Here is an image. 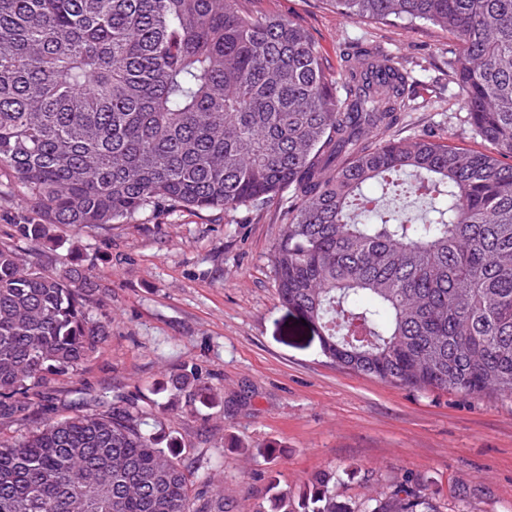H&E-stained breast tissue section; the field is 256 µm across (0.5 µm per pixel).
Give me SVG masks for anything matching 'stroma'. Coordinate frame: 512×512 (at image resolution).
Listing matches in <instances>:
<instances>
[{
    "mask_svg": "<svg viewBox=\"0 0 512 512\" xmlns=\"http://www.w3.org/2000/svg\"><path fill=\"white\" fill-rule=\"evenodd\" d=\"M256 15L304 27L329 68L344 48L372 45L413 81L415 108L395 133H428L473 150L458 120L447 32L424 21H352L331 0H247ZM291 196L258 210L144 212L121 224L60 230L59 256H98L112 332L50 400L0 434L27 435L48 418L88 411L96 395L159 398L173 365L196 362L214 394L198 414L162 418V432L209 459L228 512L266 506L267 475L296 487L335 468L338 500L360 512L405 478L422 480L438 512H512V401L395 387L341 369L283 307L271 252ZM465 496H457V489Z\"/></svg>",
    "mask_w": 512,
    "mask_h": 512,
    "instance_id": "1",
    "label": "stroma"
}]
</instances>
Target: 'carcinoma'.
I'll list each match as a JSON object with an SVG mask.
<instances>
[{
  "label": "carcinoma",
  "mask_w": 512,
  "mask_h": 512,
  "mask_svg": "<svg viewBox=\"0 0 512 512\" xmlns=\"http://www.w3.org/2000/svg\"><path fill=\"white\" fill-rule=\"evenodd\" d=\"M243 0H0V172L34 203L0 246V420L111 335L91 256L56 230L150 209L264 208L292 191L271 261L280 303L331 363L384 384L512 399V0H333L350 20L448 31V76L486 152L392 134L410 74L368 48L331 74L301 26ZM429 198L410 224L389 202ZM155 417L210 405L172 369ZM131 395L0 437V512H224V489L147 430ZM336 470L270 477L272 512H344ZM362 512H437L407 479Z\"/></svg>",
  "instance_id": "cac0c4a2"
}]
</instances>
